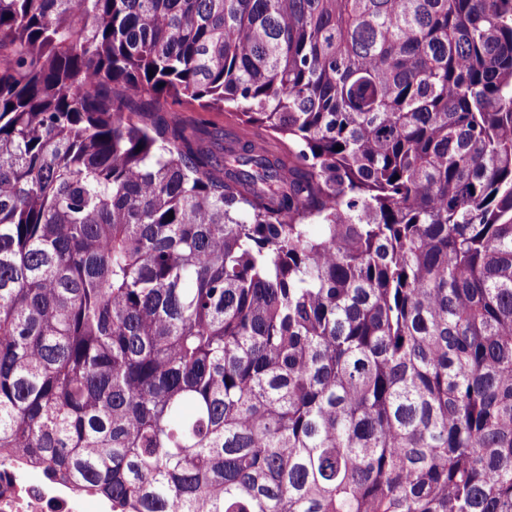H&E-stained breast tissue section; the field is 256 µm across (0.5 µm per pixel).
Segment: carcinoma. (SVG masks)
I'll return each mask as SVG.
<instances>
[{
	"instance_id": "carcinoma-1",
	"label": "carcinoma",
	"mask_w": 512,
	"mask_h": 512,
	"mask_svg": "<svg viewBox=\"0 0 512 512\" xmlns=\"http://www.w3.org/2000/svg\"><path fill=\"white\" fill-rule=\"evenodd\" d=\"M14 450L112 512H512V0H0ZM163 112L172 113L184 124L201 132H218L222 137L226 134L230 137L239 136L242 139L257 140L274 152L282 149L281 142L264 129L243 124L231 112H200L173 104L165 105Z\"/></svg>"
}]
</instances>
